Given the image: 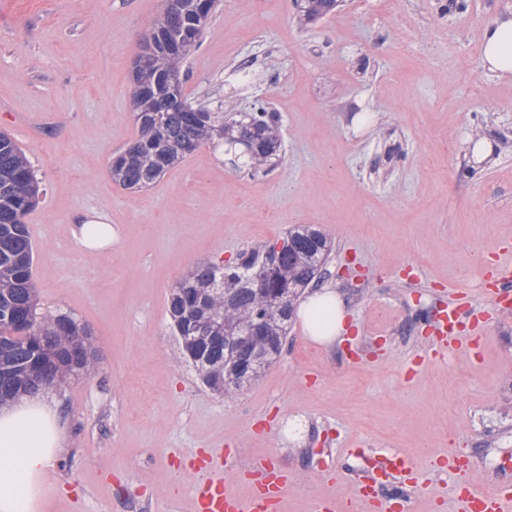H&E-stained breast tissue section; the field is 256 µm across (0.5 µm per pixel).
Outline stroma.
Listing matches in <instances>:
<instances>
[{"instance_id":"stroma-1","label":"stroma","mask_w":512,"mask_h":512,"mask_svg":"<svg viewBox=\"0 0 512 512\" xmlns=\"http://www.w3.org/2000/svg\"><path fill=\"white\" fill-rule=\"evenodd\" d=\"M163 0H0V131L44 190L25 217L39 310L90 327V375L51 388L66 443L45 512H189L185 463L227 449L224 474L274 456L294 479L287 512L349 470L403 450L423 478L413 512H457L430 466L458 453L484 488L512 483V317L480 306L476 359L432 352L426 319L479 299L512 238V81L478 69L482 27L512 0H342L304 24L293 0H222L185 63L183 92L278 117L285 156L268 174L208 146L154 186L113 183V152L137 136L132 63ZM252 77L235 82L240 65ZM486 156L473 152L477 142ZM119 239L84 252L77 215ZM294 224L332 234L324 279L345 304L344 339L324 346L293 320L276 364L243 391L206 389L167 309L199 261L221 263ZM301 415L305 437L285 427Z\"/></svg>"}]
</instances>
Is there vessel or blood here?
I'll use <instances>...</instances> for the list:
<instances>
[{"label":"vessel or blood","mask_w":512,"mask_h":512,"mask_svg":"<svg viewBox=\"0 0 512 512\" xmlns=\"http://www.w3.org/2000/svg\"><path fill=\"white\" fill-rule=\"evenodd\" d=\"M483 302L502 311H512V242H502L493 255V264ZM433 352L445 355L472 352L479 348L482 326L479 320H465L461 305H449L431 323ZM221 452L201 453L191 464V512H283V504L292 478L288 470L269 460L254 462L241 470V477L252 485L250 497L237 495L222 471ZM432 465L443 473L457 476L456 495L461 512H512V492L503 488L480 490L461 481L468 460L451 454L433 459ZM420 475L408 458L398 451L377 453L360 476L350 499L336 494L320 496L314 512H408L410 498Z\"/></svg>","instance_id":"1"}]
</instances>
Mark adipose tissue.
<instances>
[{
    "instance_id": "adipose-tissue-1",
    "label": "adipose tissue",
    "mask_w": 512,
    "mask_h": 512,
    "mask_svg": "<svg viewBox=\"0 0 512 512\" xmlns=\"http://www.w3.org/2000/svg\"><path fill=\"white\" fill-rule=\"evenodd\" d=\"M480 40L482 69L512 80V12L486 23ZM298 313L307 334L318 343H334L344 329L346 312L334 289L310 291ZM64 441L55 400L31 393L0 406V512H44L49 467Z\"/></svg>"
}]
</instances>
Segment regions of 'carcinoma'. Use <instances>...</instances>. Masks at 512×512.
<instances>
[{
  "label": "carcinoma",
  "mask_w": 512,
  "mask_h": 512,
  "mask_svg": "<svg viewBox=\"0 0 512 512\" xmlns=\"http://www.w3.org/2000/svg\"><path fill=\"white\" fill-rule=\"evenodd\" d=\"M331 0H295L307 23L332 12ZM220 0H175L156 25V50L136 73L133 113L139 136L112 156V181L139 192L204 144L226 146L253 173L278 165L282 141L265 112L239 117L219 107L191 112L170 103L168 80L201 41ZM40 185L22 148L0 132V405L40 387L89 374L97 358L90 328L63 314L38 312L34 244L24 222L39 203ZM272 243L227 264L204 262L171 288L167 306L174 335L203 385L232 396L257 380L280 355L304 289L333 252L329 233L298 224Z\"/></svg>",
  "instance_id": "cac0c4a2"
}]
</instances>
